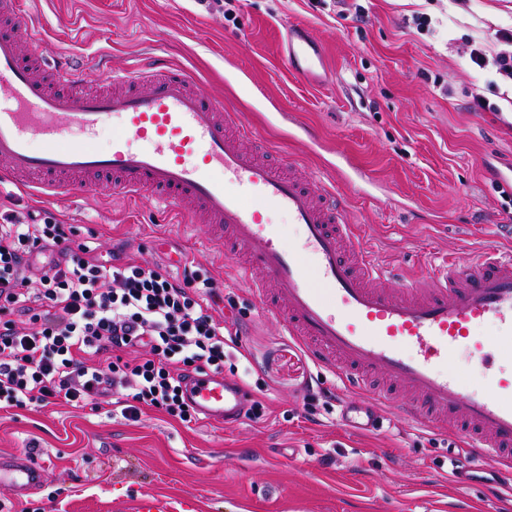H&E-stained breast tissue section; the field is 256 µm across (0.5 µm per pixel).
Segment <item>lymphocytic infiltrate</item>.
I'll list each match as a JSON object with an SVG mask.
<instances>
[{
  "mask_svg": "<svg viewBox=\"0 0 512 512\" xmlns=\"http://www.w3.org/2000/svg\"><path fill=\"white\" fill-rule=\"evenodd\" d=\"M74 234L47 219L0 224V408L112 402L129 420L146 407L197 420L184 385L223 373L228 344L207 301L211 278L117 255L106 263ZM46 252L52 262L35 269Z\"/></svg>",
  "mask_w": 512,
  "mask_h": 512,
  "instance_id": "f902f5d3",
  "label": "lymphocytic infiltrate"
}]
</instances>
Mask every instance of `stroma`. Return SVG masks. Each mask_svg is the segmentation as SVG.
Masks as SVG:
<instances>
[{"instance_id":"stroma-1","label":"stroma","mask_w":512,"mask_h":512,"mask_svg":"<svg viewBox=\"0 0 512 512\" xmlns=\"http://www.w3.org/2000/svg\"><path fill=\"white\" fill-rule=\"evenodd\" d=\"M364 22L333 0H24L43 32L45 58L84 53L83 84L107 88L111 70L147 56L194 73L200 89L244 114L282 160L322 187L347 176L349 219L363 248L399 281L424 276L433 258L463 263L512 216V189L485 167L512 165V130L480 98L512 110V83L479 70L472 48L511 53L512 0H358ZM423 13L429 29L417 30ZM324 48L328 84L290 76L280 58L287 27ZM52 216L74 243L182 274L213 278L217 315L239 330L224 376L262 399L265 414L237 425L184 424L157 410L138 421L58 403L0 411V456L37 441L43 484L17 512H113L139 494L194 501L197 512H498L485 489L463 492L453 463L469 457L453 429L428 431L384 410L378 432L342 427L351 400L303 344L284 333L241 281L234 257L206 243L205 227L170 223L150 195L137 202L88 195L78 204L0 188V216Z\"/></svg>"}]
</instances>
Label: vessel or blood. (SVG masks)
Listing matches in <instances>:
<instances>
[{
  "instance_id": "b4317fda",
  "label": "vessel or blood",
  "mask_w": 512,
  "mask_h": 512,
  "mask_svg": "<svg viewBox=\"0 0 512 512\" xmlns=\"http://www.w3.org/2000/svg\"><path fill=\"white\" fill-rule=\"evenodd\" d=\"M0 16L11 23L0 31V187L62 199L147 193L208 225L262 307L316 365L362 393V401L342 403V426L380 429L385 405L424 427L450 426L470 456L453 466V483L512 494L511 246L495 244L466 265L446 262L423 280L397 282L361 250L344 193L315 189L274 160L267 142L204 95L192 73L149 61L113 75L112 88L88 93L71 56L42 65L41 39L21 0H0ZM281 56L300 80L328 78L315 39L289 36ZM107 127L112 144L102 151L94 142ZM268 208L299 225L297 244L283 245L279 225L264 217ZM489 323L493 336L479 335ZM460 352L493 367L485 387L466 390L449 374ZM188 396L215 423L241 421L248 406L241 387L215 373L192 377ZM43 479L30 456L0 457V486L14 495ZM124 509L192 512L193 504L145 493Z\"/></svg>"
}]
</instances>
